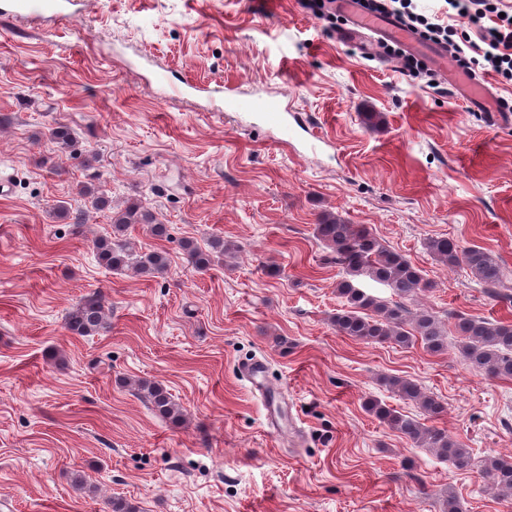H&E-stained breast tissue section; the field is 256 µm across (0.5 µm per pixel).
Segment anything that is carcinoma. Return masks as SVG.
<instances>
[{
	"label": "carcinoma",
	"mask_w": 512,
	"mask_h": 512,
	"mask_svg": "<svg viewBox=\"0 0 512 512\" xmlns=\"http://www.w3.org/2000/svg\"><path fill=\"white\" fill-rule=\"evenodd\" d=\"M51 137L66 150L74 146L69 127L59 125L51 130ZM84 196L96 211L112 212V235L99 237L94 249L100 262L114 271L132 270L141 275L157 277L168 271L169 259L163 249L133 256L125 236L131 226L143 224L159 239L167 236V225L155 212L134 199L120 210H113L112 199L94 186H85ZM316 239L331 252L336 265L344 270V277L336 283V292L345 299V307L332 318L336 332L365 344L393 342L407 346L419 340L431 353L448 349V333L441 322L425 310L412 311L406 301L432 288L420 269L401 254L384 246L366 227L348 224L333 213H322L314 227ZM429 252L441 263L453 265L459 261L496 295L504 277V267L482 247L460 246L447 238H430ZM187 262L196 272L210 269L214 257L224 254V239L216 236L204 251L193 242H182ZM371 279L392 288L396 299L380 300L358 287L362 279ZM460 340L456 346L463 364L471 371L489 378L512 380V324L486 319L456 316ZM68 330L76 336H94L108 333L112 321L102 298L92 295L81 300L66 316ZM389 386L405 400L416 402L428 418L444 412L443 404L424 393L409 379L390 378ZM139 396L145 399L164 418H179L181 411L170 394L159 384L140 383ZM365 411L381 423L395 430L413 443L434 448L448 458L458 471H468L473 465L472 453L435 426H428L412 417L387 407L377 400L365 403ZM481 472L491 481V489L501 496L512 494V460L503 457L484 459Z\"/></svg>",
	"instance_id": "carcinoma-1"
}]
</instances>
